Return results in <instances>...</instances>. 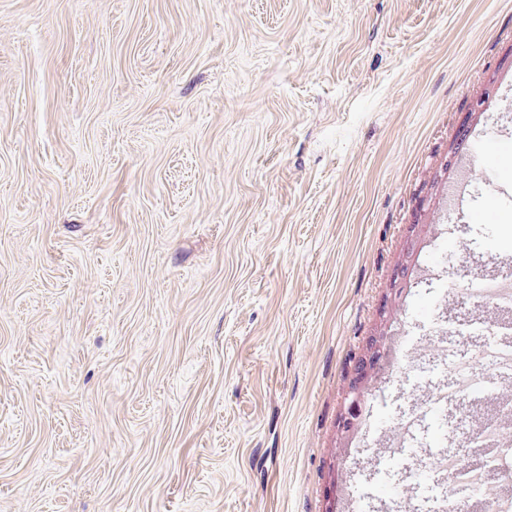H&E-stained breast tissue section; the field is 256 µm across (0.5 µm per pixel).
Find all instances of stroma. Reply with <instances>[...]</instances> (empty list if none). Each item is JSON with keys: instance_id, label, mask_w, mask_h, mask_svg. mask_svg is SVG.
I'll return each instance as SVG.
<instances>
[{"instance_id": "stroma-1", "label": "stroma", "mask_w": 512, "mask_h": 512, "mask_svg": "<svg viewBox=\"0 0 512 512\" xmlns=\"http://www.w3.org/2000/svg\"><path fill=\"white\" fill-rule=\"evenodd\" d=\"M507 70L512 0H0V512H323L349 357ZM469 193L447 266L512 260Z\"/></svg>"}]
</instances>
